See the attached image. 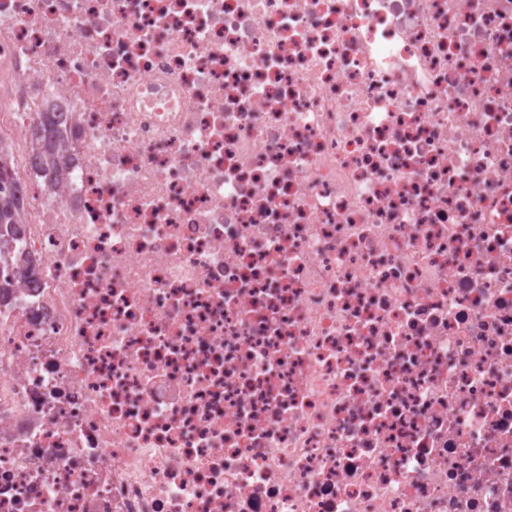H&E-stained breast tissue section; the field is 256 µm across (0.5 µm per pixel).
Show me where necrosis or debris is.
I'll use <instances>...</instances> for the list:
<instances>
[{"label":"necrosis or debris","instance_id":"obj_1","mask_svg":"<svg viewBox=\"0 0 512 512\" xmlns=\"http://www.w3.org/2000/svg\"><path fill=\"white\" fill-rule=\"evenodd\" d=\"M0 142V512H512V0H0Z\"/></svg>","mask_w":512,"mask_h":512}]
</instances>
